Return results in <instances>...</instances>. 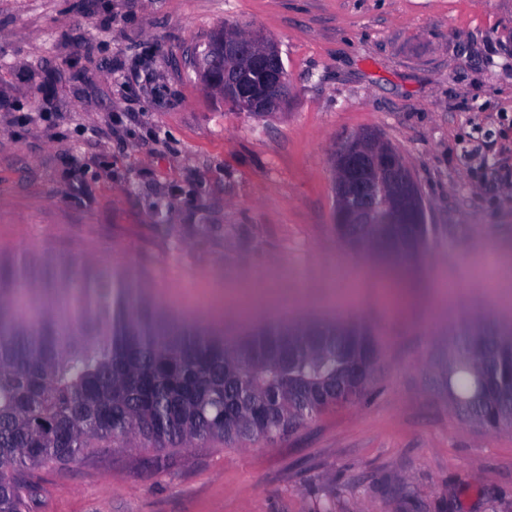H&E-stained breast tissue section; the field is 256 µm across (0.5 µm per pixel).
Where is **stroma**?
I'll use <instances>...</instances> for the list:
<instances>
[{"label":"stroma","mask_w":512,"mask_h":512,"mask_svg":"<svg viewBox=\"0 0 512 512\" xmlns=\"http://www.w3.org/2000/svg\"><path fill=\"white\" fill-rule=\"evenodd\" d=\"M279 44L263 119L189 58L221 23ZM378 130L438 232L393 309L334 224L332 150ZM0 251L127 271L228 333L335 313L380 346L362 400L271 444L117 448L32 471L28 512H512V428L448 396L458 330L512 319V0H0Z\"/></svg>","instance_id":"stroma-1"}]
</instances>
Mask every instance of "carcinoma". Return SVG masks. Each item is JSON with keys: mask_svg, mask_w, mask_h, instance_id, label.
I'll list each match as a JSON object with an SVG mask.
<instances>
[{"mask_svg": "<svg viewBox=\"0 0 512 512\" xmlns=\"http://www.w3.org/2000/svg\"><path fill=\"white\" fill-rule=\"evenodd\" d=\"M405 260L433 226L412 213L376 228ZM375 345L340 316L277 322L229 340L145 286L77 258L0 256V512H26L27 472L90 449L269 443L326 408L320 386ZM448 393L470 422L512 425V322L473 318L448 354Z\"/></svg>", "mask_w": 512, "mask_h": 512, "instance_id": "1", "label": "carcinoma"}]
</instances>
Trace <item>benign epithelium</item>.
<instances>
[{
  "label": "benign epithelium",
  "instance_id": "benign-epithelium-1",
  "mask_svg": "<svg viewBox=\"0 0 512 512\" xmlns=\"http://www.w3.org/2000/svg\"><path fill=\"white\" fill-rule=\"evenodd\" d=\"M203 86L240 112L256 118L288 105L292 83L276 41L259 30L240 33L225 25L210 39L199 66ZM335 223L370 224L376 203L391 217L424 212L416 179L406 158L374 129L340 138L333 148ZM369 371L361 368L334 388L317 391L322 403L337 401L363 387Z\"/></svg>",
  "mask_w": 512,
  "mask_h": 512
}]
</instances>
